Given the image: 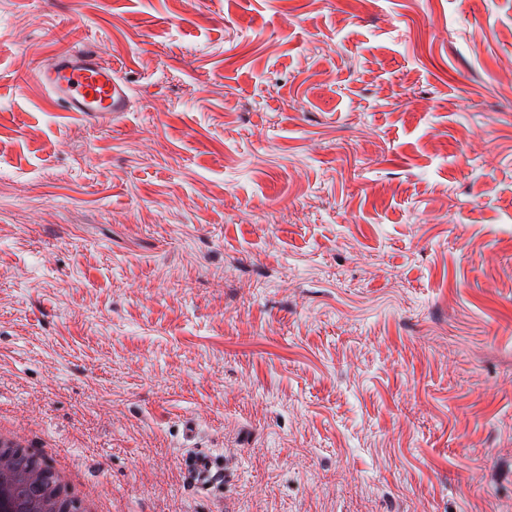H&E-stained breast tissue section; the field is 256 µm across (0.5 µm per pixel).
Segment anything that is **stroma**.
Wrapping results in <instances>:
<instances>
[{"label": "stroma", "instance_id": "stroma-1", "mask_svg": "<svg viewBox=\"0 0 512 512\" xmlns=\"http://www.w3.org/2000/svg\"><path fill=\"white\" fill-rule=\"evenodd\" d=\"M0 418L106 512H512V0H0ZM41 87L65 112H125L126 87L97 52L64 50L37 73ZM184 465L191 481L200 487H208L217 479L218 469L207 457L187 458Z\"/></svg>", "mask_w": 512, "mask_h": 512}]
</instances>
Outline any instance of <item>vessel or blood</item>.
I'll return each instance as SVG.
<instances>
[{
  "mask_svg": "<svg viewBox=\"0 0 512 512\" xmlns=\"http://www.w3.org/2000/svg\"><path fill=\"white\" fill-rule=\"evenodd\" d=\"M37 79L55 105L67 112H123L128 107L127 90L115 68L95 52L61 51L38 71ZM184 465L198 486L217 479L218 470L209 458L190 457Z\"/></svg>",
  "mask_w": 512,
  "mask_h": 512,
  "instance_id": "vessel-or-blood-1",
  "label": "vessel or blood"
}]
</instances>
